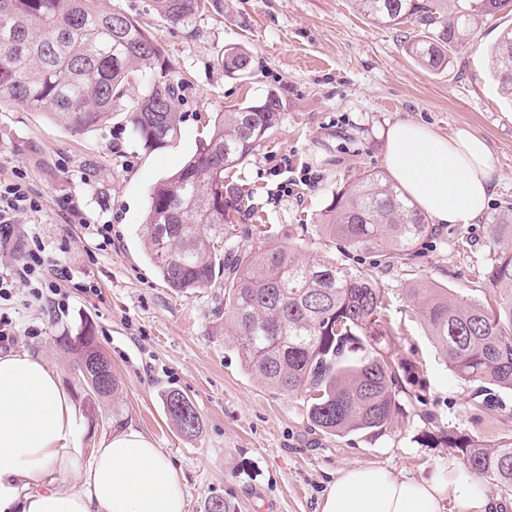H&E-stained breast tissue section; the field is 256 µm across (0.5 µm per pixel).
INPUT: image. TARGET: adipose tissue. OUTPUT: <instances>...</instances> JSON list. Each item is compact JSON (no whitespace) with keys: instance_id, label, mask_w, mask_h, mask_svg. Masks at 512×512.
Wrapping results in <instances>:
<instances>
[{"instance_id":"obj_1","label":"adipose tissue","mask_w":512,"mask_h":512,"mask_svg":"<svg viewBox=\"0 0 512 512\" xmlns=\"http://www.w3.org/2000/svg\"><path fill=\"white\" fill-rule=\"evenodd\" d=\"M385 160L434 223H473L490 199L493 157L468 130L443 136L395 123ZM450 495L462 512L486 508L466 483L355 466L329 484L320 512H442ZM0 512H185V490L167 454L132 428L104 437L83 461L75 408L56 372L28 353L9 352L0 354Z\"/></svg>"}]
</instances>
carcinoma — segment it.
Returning <instances> with one entry per match:
<instances>
[{
    "label": "carcinoma",
    "instance_id": "obj_1",
    "mask_svg": "<svg viewBox=\"0 0 512 512\" xmlns=\"http://www.w3.org/2000/svg\"><path fill=\"white\" fill-rule=\"evenodd\" d=\"M101 0H0V106L44 112L75 134L105 123L126 85L152 74L130 108L135 135L149 147L178 138L181 115L174 101L181 88L177 68L157 36ZM359 10L387 26L406 23V51L428 69L448 66L449 53L471 39L483 17L512 0H356ZM221 0H148L146 7L172 26L189 28L207 4ZM502 94L512 96V29L488 49ZM246 48L224 47L229 74L243 75ZM282 98L270 90L224 112L184 165L150 191L143 224L147 254L168 287L187 292L224 275V331L234 337L244 370L282 394L305 395L306 417L317 429L341 436L385 430L398 413L402 379L416 377L394 364L378 346L383 289L376 266L412 256L433 232L428 219L383 172H371L332 194L317 235L342 250L372 254L365 269L325 259L306 260L297 245L262 224L248 195L233 179L238 168L278 125ZM252 217L254 224L243 220ZM497 257L485 278L490 300L457 296L424 286L407 293L445 363L462 378L485 384L483 403L496 404L492 388L512 390V207L489 224ZM259 240L256 251H239L237 239ZM61 343L75 355L80 387L100 400L119 389L117 378L100 385L110 367L93 330L82 327ZM183 395L170 391L164 405L187 436L200 429L194 406L184 413ZM467 468L500 496H512V442L488 447L450 437Z\"/></svg>",
    "mask_w": 512,
    "mask_h": 512
}]
</instances>
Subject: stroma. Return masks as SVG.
<instances>
[{
  "label": "stroma",
  "instance_id": "35a3bbf8",
  "mask_svg": "<svg viewBox=\"0 0 512 512\" xmlns=\"http://www.w3.org/2000/svg\"><path fill=\"white\" fill-rule=\"evenodd\" d=\"M156 35L184 80L175 102L180 136L147 147L131 129L128 109L144 91L133 80L104 125L75 134L46 113L0 107V180L23 174L39 209L15 226L38 236L49 262L62 269L57 297L36 300L16 283L0 299V318L14 324L0 352L41 356L70 395L81 444L92 452L112 434L113 418L134 425L169 456L186 492V512L221 496L237 512H320L322 497L343 470L372 465L396 476H440L469 483L489 512H512L483 478L468 472L449 436L486 445L512 439V392L482 406L481 385L447 367L406 294L430 284L474 299L490 296L485 273L494 258L488 217L512 206V100L493 78L487 48L512 27V11L485 17L474 40L446 69L413 61L402 31L360 14L355 0H222L198 14L191 30L170 26L144 0H105ZM244 46L245 75L225 73V46ZM277 91L282 117L268 140L238 167L236 180L253 191L266 223L282 235L316 223L333 192L372 171H385L386 129L399 121L448 136L470 129L495 160L486 213L474 223L443 226L413 260L382 265L387 335L382 350L415 372L424 401L400 396L401 414L381 433L333 436L307 420L303 395L273 391L244 371L230 338L216 329L224 282L181 294L151 264L142 226L152 187L192 155L220 113ZM81 217H74V210ZM109 225L108 237L95 229ZM91 293H84V286ZM91 325L119 380L118 392L90 402L74 357L61 338ZM180 391L195 405L200 430L183 435L163 398Z\"/></svg>",
  "mask_w": 512,
  "mask_h": 512
}]
</instances>
